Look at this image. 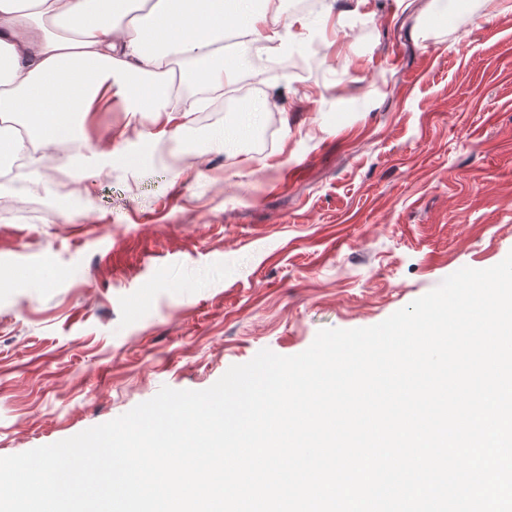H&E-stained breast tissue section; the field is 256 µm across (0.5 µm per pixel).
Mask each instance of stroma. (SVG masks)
Here are the masks:
<instances>
[{"mask_svg":"<svg viewBox=\"0 0 512 512\" xmlns=\"http://www.w3.org/2000/svg\"><path fill=\"white\" fill-rule=\"evenodd\" d=\"M447 5L432 25L431 0H324L303 72L255 75L238 44L231 86L282 94L260 156L259 134L241 161L186 128L172 143L197 171L108 165L151 129L111 106L99 149L0 187V457L376 325L512 252V0Z\"/></svg>","mask_w":512,"mask_h":512,"instance_id":"obj_1","label":"stroma"}]
</instances>
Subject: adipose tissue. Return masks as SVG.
Instances as JSON below:
<instances>
[{
  "label": "adipose tissue",
  "mask_w": 512,
  "mask_h": 512,
  "mask_svg": "<svg viewBox=\"0 0 512 512\" xmlns=\"http://www.w3.org/2000/svg\"><path fill=\"white\" fill-rule=\"evenodd\" d=\"M278 0H0V166L62 163L50 146L89 143L94 112L115 103L175 136L197 103H178L169 77L222 90L238 61L224 52L234 27L262 42L287 40ZM272 97L251 101L212 140L235 156Z\"/></svg>",
  "instance_id": "adipose-tissue-1"
}]
</instances>
